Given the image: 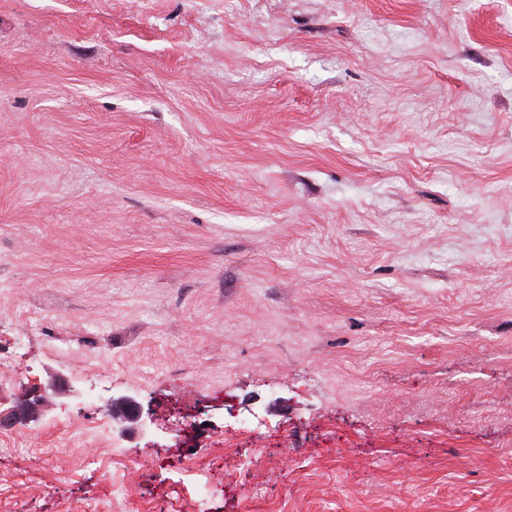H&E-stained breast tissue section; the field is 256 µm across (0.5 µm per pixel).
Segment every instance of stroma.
<instances>
[{"label": "stroma", "mask_w": 512, "mask_h": 512, "mask_svg": "<svg viewBox=\"0 0 512 512\" xmlns=\"http://www.w3.org/2000/svg\"><path fill=\"white\" fill-rule=\"evenodd\" d=\"M60 372L0 512H512V0H0V410Z\"/></svg>", "instance_id": "stroma-1"}]
</instances>
